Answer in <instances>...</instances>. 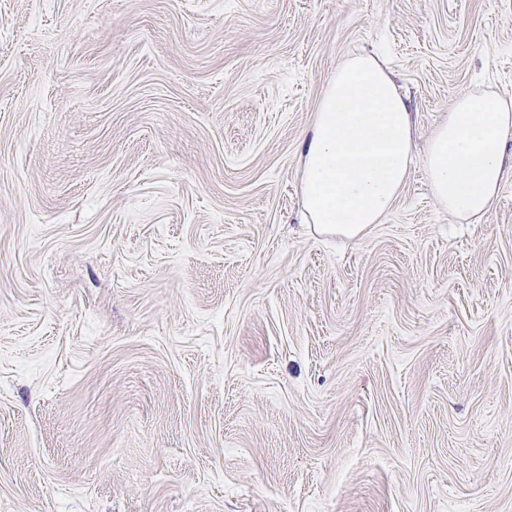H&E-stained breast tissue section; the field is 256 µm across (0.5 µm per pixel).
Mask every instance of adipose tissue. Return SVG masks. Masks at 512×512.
<instances>
[{
	"label": "adipose tissue",
	"instance_id": "obj_1",
	"mask_svg": "<svg viewBox=\"0 0 512 512\" xmlns=\"http://www.w3.org/2000/svg\"><path fill=\"white\" fill-rule=\"evenodd\" d=\"M412 116L388 71L357 53L337 65L299 158L307 223L362 236L381 223L414 163ZM512 145V100L463 93L430 133L424 170L433 196L464 221L492 208Z\"/></svg>",
	"mask_w": 512,
	"mask_h": 512
}]
</instances>
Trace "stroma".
Listing matches in <instances>:
<instances>
[{"instance_id":"35a3bbf8","label":"stroma","mask_w":512,"mask_h":512,"mask_svg":"<svg viewBox=\"0 0 512 512\" xmlns=\"http://www.w3.org/2000/svg\"><path fill=\"white\" fill-rule=\"evenodd\" d=\"M417 147L512 98V0H0V512H512V155L301 221L338 62ZM510 144L511 99L458 95L427 139L424 170L431 193L462 221L480 220L492 208L506 175L504 156Z\"/></svg>"}]
</instances>
